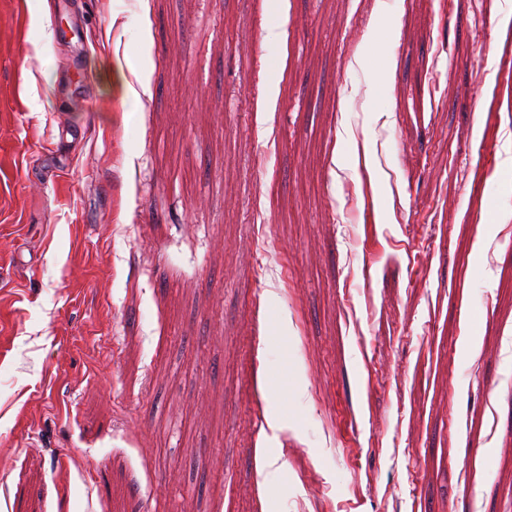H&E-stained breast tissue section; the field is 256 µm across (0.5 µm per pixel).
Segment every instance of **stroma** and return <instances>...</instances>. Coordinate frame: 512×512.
<instances>
[{
  "instance_id": "1",
  "label": "stroma",
  "mask_w": 512,
  "mask_h": 512,
  "mask_svg": "<svg viewBox=\"0 0 512 512\" xmlns=\"http://www.w3.org/2000/svg\"><path fill=\"white\" fill-rule=\"evenodd\" d=\"M509 16L0 0V512H512Z\"/></svg>"
}]
</instances>
